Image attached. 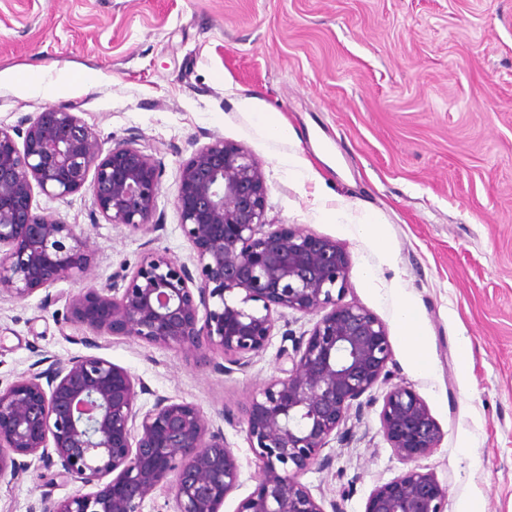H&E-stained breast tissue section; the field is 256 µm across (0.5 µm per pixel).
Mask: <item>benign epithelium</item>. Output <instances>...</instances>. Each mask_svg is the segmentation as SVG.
Instances as JSON below:
<instances>
[{"mask_svg": "<svg viewBox=\"0 0 512 512\" xmlns=\"http://www.w3.org/2000/svg\"><path fill=\"white\" fill-rule=\"evenodd\" d=\"M163 164L133 142L103 151L76 113L48 106L15 126L0 125V295L26 298L88 273V240L34 206V190L56 200L88 188L109 224L164 227L157 213ZM267 185L261 164L216 138L182 164L174 203L193 244L199 276L166 254L150 253L130 277L82 288L69 300L90 332L150 345L224 353L226 373L263 351L288 310L318 319L288 335L281 370L245 409L246 439L258 464L257 488L237 512H326L298 476L330 441L343 442L351 410L387 381L392 350L385 324L342 294L350 259L335 241L299 229H265ZM126 369L94 355L52 363L0 388V483L37 455L57 475L92 486L40 512H143L160 487L174 512H221L239 486L237 458L197 406L159 398ZM381 430L412 462L432 453L441 429L426 402L395 384L383 396ZM446 489L412 467L376 486L365 512H445Z\"/></svg>", "mask_w": 512, "mask_h": 512, "instance_id": "1", "label": "benign epithelium"}]
</instances>
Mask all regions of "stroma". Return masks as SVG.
<instances>
[{
	"instance_id": "obj_1",
	"label": "stroma",
	"mask_w": 512,
	"mask_h": 512,
	"mask_svg": "<svg viewBox=\"0 0 512 512\" xmlns=\"http://www.w3.org/2000/svg\"><path fill=\"white\" fill-rule=\"evenodd\" d=\"M32 72L52 93L28 86ZM49 105L75 112L103 149L132 140L161 159L165 227L106 223L85 191L36 195L87 237L93 259L87 278L0 296L1 388L37 360L95 355L144 383L138 405L194 404L238 459L240 485L223 507L237 512L259 469L245 423L227 424L221 412L242 414L279 376L282 349L314 316L279 318L267 347L227 374L222 353L96 336L68 307L80 289L107 286L150 253L195 266L176 181L196 148L221 137L261 164L266 222L336 241L350 257L343 302L388 330L389 383L371 390L370 406L347 422L348 440L323 449L327 464L300 483L342 512H365L370 492L407 468L379 419L388 384H402L443 433L415 465L446 489L445 512L473 497L482 512H512V0H0V124ZM260 112L292 136H268ZM367 215L381 238L354 232ZM406 303L422 368L396 325ZM467 439L474 455L461 451ZM77 489L30 456L0 484V512H31L41 497Z\"/></svg>"
}]
</instances>
